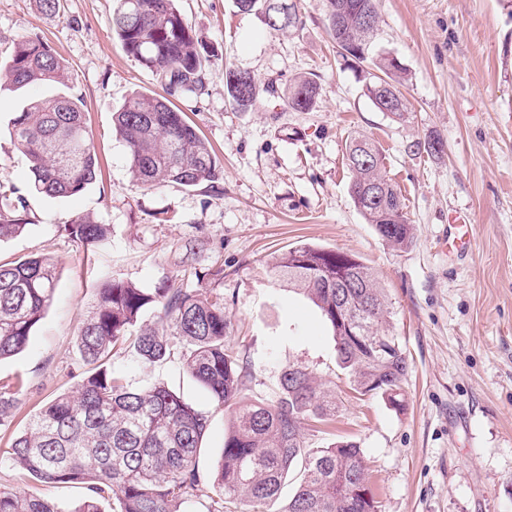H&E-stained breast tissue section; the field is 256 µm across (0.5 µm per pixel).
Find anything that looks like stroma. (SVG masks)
Instances as JSON below:
<instances>
[{
  "instance_id": "35a3bbf8",
  "label": "stroma",
  "mask_w": 512,
  "mask_h": 512,
  "mask_svg": "<svg viewBox=\"0 0 512 512\" xmlns=\"http://www.w3.org/2000/svg\"><path fill=\"white\" fill-rule=\"evenodd\" d=\"M295 2L300 25L273 33L235 0H178L211 65L204 93L177 104L215 153L220 178L212 189H147L130 177L112 114L132 92L155 95L162 86L113 36L116 0H61L52 15L37 10L35 0H0V55L37 35L65 60L66 90L85 101L98 163L96 181L77 195L35 192L8 132L17 112L54 90L0 87V180L25 199L30 219L21 235L0 242V261L48 253L59 271L26 348L0 361V386L16 398L0 449L46 400L74 391L82 371L75 337L105 277L145 288L170 279L223 296L230 342L249 365L247 399L275 401L280 372L293 363L335 389V422L306 427V441L313 448L357 443L378 512H512V0H377L375 49L407 70L398 89L411 115L401 124L363 92L375 68L356 70L339 56L323 0ZM228 66L281 89L315 75L317 104L296 112L271 99L239 109L224 87ZM355 131L384 149L386 172L414 228L407 249L366 224L349 195L346 142ZM430 136L443 140L444 152L414 153L413 144ZM457 213L471 219L469 240L443 248ZM87 214L111 225V246L86 248L63 232ZM194 239L205 246L186 256ZM304 243L357 255L377 274L389 331L410 360L402 406L379 396L353 399L317 309L271 283L272 257ZM217 269L223 279H212ZM111 363L130 386L161 382L208 412L200 483L189 506L207 512L220 498L215 474L230 411L186 372L181 354L146 365L125 346ZM0 488L72 510L85 496L80 485L41 483L7 463L0 465Z\"/></svg>"
}]
</instances>
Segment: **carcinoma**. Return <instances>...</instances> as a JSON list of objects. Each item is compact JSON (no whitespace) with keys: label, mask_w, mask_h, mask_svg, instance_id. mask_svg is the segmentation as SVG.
<instances>
[{"label":"carcinoma","mask_w":512,"mask_h":512,"mask_svg":"<svg viewBox=\"0 0 512 512\" xmlns=\"http://www.w3.org/2000/svg\"><path fill=\"white\" fill-rule=\"evenodd\" d=\"M112 32L127 56L165 79L163 95L136 92L113 113L116 134L126 148L128 170L143 186H209L219 168L209 144L174 106L171 98L190 97L205 86L208 57L176 0H117ZM275 0H238L258 11L273 31L299 25L276 10ZM371 0H326L328 28L339 55L354 67L368 63L383 76L365 85L364 94L382 110L380 87H389L394 108L386 116L409 119L407 101L396 83L406 70L387 55H371L377 28L363 29L357 17ZM0 73L16 86L64 84V60L39 38L13 44ZM224 82L242 109L270 95L248 72L227 68ZM319 85L301 76L282 98L297 112L313 109ZM13 147L25 154L32 187L51 197L81 193L96 181L98 166L85 125L81 98L56 95L33 103L13 119ZM352 173L349 193L366 223L393 246L413 241L404 196L383 171L378 142L353 136L346 145ZM378 199L369 200L372 189ZM14 188L0 182V241L22 234L29 222L25 201H11ZM81 245L110 244L112 226L81 216L63 227ZM275 283H286L308 300L333 333L339 367L360 396H381L400 404L409 357L398 337L383 329L388 308L384 289L356 255L303 244L282 253L270 266ZM57 279V263L38 255L0 264V360L19 354L43 319ZM154 308L169 332L143 320ZM230 321L224 299H202L195 290L162 282L143 288L108 279L99 288L93 311L76 336L83 371L76 394L62 393L31 416L6 451L13 466L45 483L83 484L87 497L73 511L53 500L0 489V512H101L105 493L115 512H181L200 482L197 455L209 430V415L162 383L129 386L112 369L115 347L127 344L145 363L163 362L183 345L186 371L217 405L232 413L215 480L224 500L244 498L259 512H377L369 470L352 441L306 449L303 425H327L336 417V392L307 368L290 364L281 371L278 397L270 404L243 399L247 367L227 341ZM16 400L0 392V427H9ZM297 484L288 504L276 507L292 471Z\"/></svg>","instance_id":"obj_1"}]
</instances>
